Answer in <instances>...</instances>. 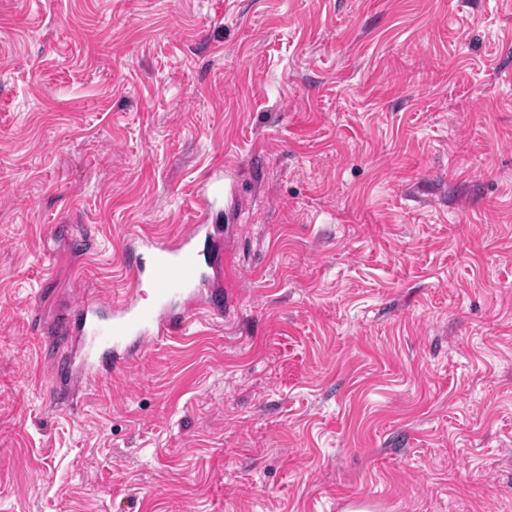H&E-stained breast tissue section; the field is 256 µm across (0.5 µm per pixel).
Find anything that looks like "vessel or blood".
<instances>
[{"mask_svg":"<svg viewBox=\"0 0 512 512\" xmlns=\"http://www.w3.org/2000/svg\"><path fill=\"white\" fill-rule=\"evenodd\" d=\"M223 196L224 167L219 164L197 186L202 213L195 224L174 239L149 232L138 235L136 258L128 264L130 287L121 300L88 297L74 306L67 324L79 355L57 374L66 409L77 410L81 388L99 384L127 367L144 348L182 331L191 313L223 314L222 283L201 266L197 249L213 232L207 214ZM146 282L154 290L149 305L140 295Z\"/></svg>","mask_w":512,"mask_h":512,"instance_id":"vessel-or-blood-1","label":"vessel or blood"}]
</instances>
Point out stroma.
Returning a JSON list of instances; mask_svg holds the SVG:
<instances>
[{
    "label": "stroma",
    "instance_id": "35a3bbf8",
    "mask_svg": "<svg viewBox=\"0 0 512 512\" xmlns=\"http://www.w3.org/2000/svg\"><path fill=\"white\" fill-rule=\"evenodd\" d=\"M229 160V313L54 406ZM340 499L512 512V0H0V512Z\"/></svg>",
    "mask_w": 512,
    "mask_h": 512
}]
</instances>
